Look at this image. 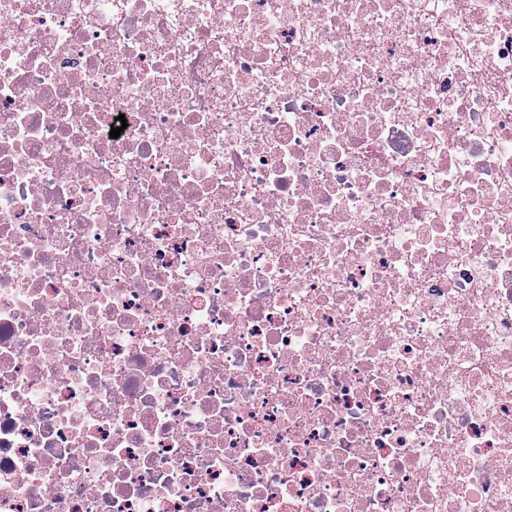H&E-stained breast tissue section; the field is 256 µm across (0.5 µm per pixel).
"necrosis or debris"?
<instances>
[{"mask_svg": "<svg viewBox=\"0 0 512 512\" xmlns=\"http://www.w3.org/2000/svg\"><path fill=\"white\" fill-rule=\"evenodd\" d=\"M0 512H512V0H0Z\"/></svg>", "mask_w": 512, "mask_h": 512, "instance_id": "necrosis-or-debris-1", "label": "necrosis or debris"}]
</instances>
